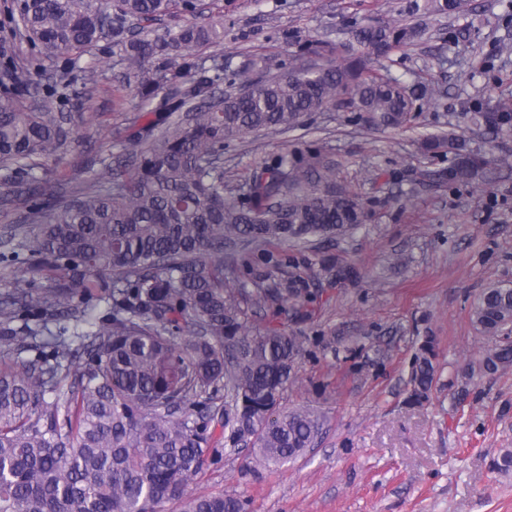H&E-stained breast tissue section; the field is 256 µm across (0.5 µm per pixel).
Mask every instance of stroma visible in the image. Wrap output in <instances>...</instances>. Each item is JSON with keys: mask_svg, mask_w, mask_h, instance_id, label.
<instances>
[{"mask_svg": "<svg viewBox=\"0 0 512 512\" xmlns=\"http://www.w3.org/2000/svg\"><path fill=\"white\" fill-rule=\"evenodd\" d=\"M224 25L220 43L195 49L191 67L220 63L226 75L250 70L253 79L283 76L299 45L348 39L354 23L373 18L410 26L406 0H203ZM475 14L431 17L412 44L395 50L389 73L410 86L437 87L416 101L410 122L377 130L351 110L326 108L296 130L258 131L224 148V179L245 183L265 160L294 150L318 149L336 166L339 185L369 204L358 229L333 241L279 248L296 266L273 267L263 246L241 248L250 269L286 286L303 276L311 315L250 312L253 329L302 336L296 380L283 393L289 409L313 408L321 421L314 444L295 461L256 465L247 446L224 442V397L208 402L212 447L191 492L245 498L250 512H512V471L491 470L502 449H512V368L494 374L479 361L493 338L473 319L486 290L512 288V132L491 137L468 114L475 105L512 104V0H474ZM0 0V54L33 83L36 104L71 113L76 141L59 159L39 160L52 182L82 177L86 161L111 154L124 160L130 138L157 118L166 95L143 101L113 58L99 89L76 97L81 69L97 64L92 49L49 63L19 35ZM454 132L489 154L488 183L426 189L420 170H445L453 154L423 152L429 134ZM351 265L357 278L337 276ZM428 336L437 339V379L427 401L410 403L413 355Z\"/></svg>", "mask_w": 512, "mask_h": 512, "instance_id": "35a3bbf8", "label": "stroma"}]
</instances>
